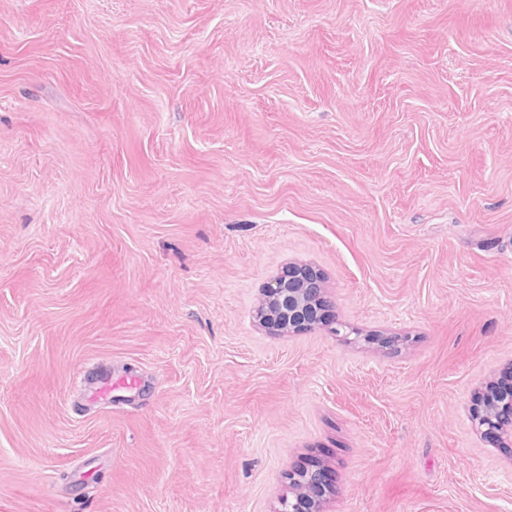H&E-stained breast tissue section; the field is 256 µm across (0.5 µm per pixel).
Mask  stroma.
Wrapping results in <instances>:
<instances>
[{
  "mask_svg": "<svg viewBox=\"0 0 512 512\" xmlns=\"http://www.w3.org/2000/svg\"><path fill=\"white\" fill-rule=\"evenodd\" d=\"M511 363L512 0H0V512H512ZM333 308L323 275L291 262L265 285L255 314L269 335L290 336L336 324ZM141 381L138 379H125L120 383L112 380V374L98 370L86 379L87 397L91 400L112 399V390L117 388L136 389ZM474 429L500 448L512 447V393L503 395L494 386L476 396L470 413ZM333 470L315 462L288 473V492L279 499L276 512H330L335 492Z\"/></svg>",
  "mask_w": 512,
  "mask_h": 512,
  "instance_id": "stroma-1",
  "label": "stroma"
}]
</instances>
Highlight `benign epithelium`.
<instances>
[{"instance_id":"benign-epithelium-1","label":"benign epithelium","mask_w":512,"mask_h":512,"mask_svg":"<svg viewBox=\"0 0 512 512\" xmlns=\"http://www.w3.org/2000/svg\"><path fill=\"white\" fill-rule=\"evenodd\" d=\"M334 304L323 275L306 263L291 262L263 288L255 314L271 336H290L320 326L334 327ZM474 429L501 448L512 447V393L503 395L494 386L476 396L470 413ZM335 492L333 470L316 462L288 473V492L276 512H330Z\"/></svg>"}]
</instances>
